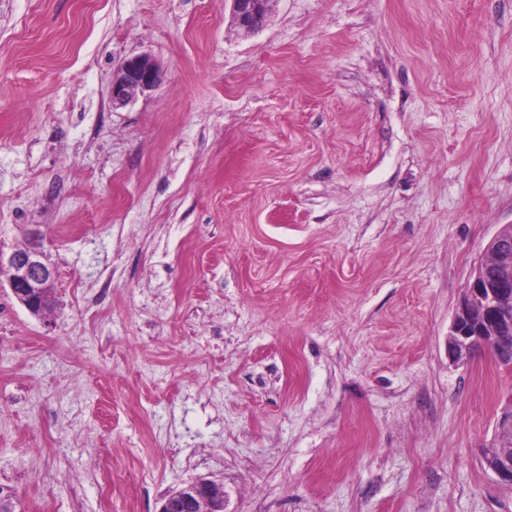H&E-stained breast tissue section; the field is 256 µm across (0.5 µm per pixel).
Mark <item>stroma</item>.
Returning a JSON list of instances; mask_svg holds the SVG:
<instances>
[{"mask_svg":"<svg viewBox=\"0 0 512 512\" xmlns=\"http://www.w3.org/2000/svg\"><path fill=\"white\" fill-rule=\"evenodd\" d=\"M161 83L112 106L133 56ZM79 225L76 233L65 232ZM512 224V0H0V485L21 512H512L455 309ZM236 25L246 32L261 28L268 14L269 0H230ZM2 277L6 278L14 298L32 315L40 317L51 308L50 290L56 270L48 262L37 233H32L24 247L10 251L0 247V287ZM158 512H225L224 491L212 481L199 479L164 496Z\"/></svg>","mask_w":512,"mask_h":512,"instance_id":"stroma-1","label":"stroma"}]
</instances>
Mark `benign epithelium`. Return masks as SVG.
<instances>
[{"label":"benign epithelium","instance_id":"7a95c632","mask_svg":"<svg viewBox=\"0 0 512 512\" xmlns=\"http://www.w3.org/2000/svg\"><path fill=\"white\" fill-rule=\"evenodd\" d=\"M236 25L246 32L261 28L268 14L269 0H230ZM160 70L146 55L127 59L112 79L111 99L124 105L137 94L153 90L160 82ZM488 257L479 263L467 284L448 335V357L455 363L468 361L479 342L496 343L499 336L512 334V224L490 241ZM496 267L489 275L485 265ZM14 298L32 315L39 317L53 304L51 286L55 268L48 262L38 234L28 244L10 251L0 247V278ZM487 467L506 486H512V445L497 443L486 451ZM159 512H224V491L216 483L196 480L167 494Z\"/></svg>","mask_w":512,"mask_h":512}]
</instances>
